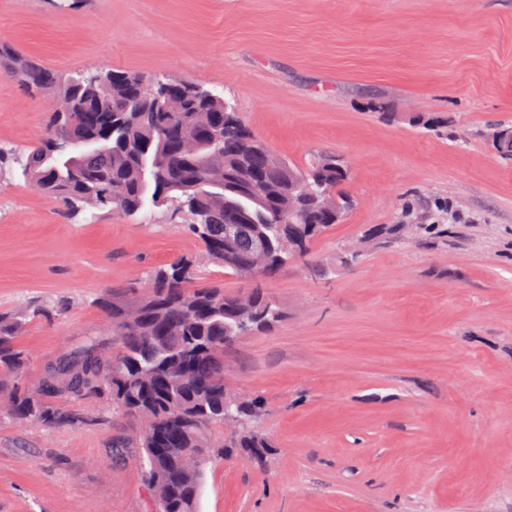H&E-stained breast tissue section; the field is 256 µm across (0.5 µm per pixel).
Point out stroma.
I'll use <instances>...</instances> for the list:
<instances>
[{"label": "stroma", "mask_w": 512, "mask_h": 512, "mask_svg": "<svg viewBox=\"0 0 512 512\" xmlns=\"http://www.w3.org/2000/svg\"><path fill=\"white\" fill-rule=\"evenodd\" d=\"M0 42L196 83L279 157L348 164L349 213L260 278L282 321L224 351L273 452L213 457L198 512H512V161L488 135L512 123V0H0ZM51 105L0 75V146L28 154ZM201 249L166 211L70 215L0 181V311L69 303L19 336L28 384L105 328L102 288ZM76 407L0 415V512H149L125 420Z\"/></svg>", "instance_id": "obj_1"}]
</instances>
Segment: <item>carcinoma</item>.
Masks as SVG:
<instances>
[{
    "label": "carcinoma",
    "mask_w": 512,
    "mask_h": 512,
    "mask_svg": "<svg viewBox=\"0 0 512 512\" xmlns=\"http://www.w3.org/2000/svg\"><path fill=\"white\" fill-rule=\"evenodd\" d=\"M0 71L55 101L39 146L25 157L0 147V176L20 169L30 185L72 213L108 207L134 219L164 207L182 216L202 243L199 259L176 258L153 270L141 290H102L93 304L107 329L73 341L35 390L25 385L29 354L17 337L29 318L60 315L67 303L0 314V408L56 429L87 420L68 401L111 404L138 425L137 436L119 433L113 447L156 448L152 466L163 474L156 492L168 499L169 512H197L214 425L233 424L219 448H250L255 464L265 461L269 443L251 430L264 403L227 388L224 347L242 335L243 309L264 329L283 312L258 286L227 294L217 286L190 290L188 283L200 261L236 276L263 261L273 275L303 256L289 242L288 227L308 242L350 209L336 155H322L310 169L279 160L257 201L241 186L269 149L238 113L226 120L228 104L203 87L157 77L187 94L156 109L141 75L96 68L63 75L3 44ZM226 211L244 218L251 238L266 240L271 255L225 241ZM228 402L238 407L232 420L224 418Z\"/></svg>",
    "instance_id": "1"
}]
</instances>
